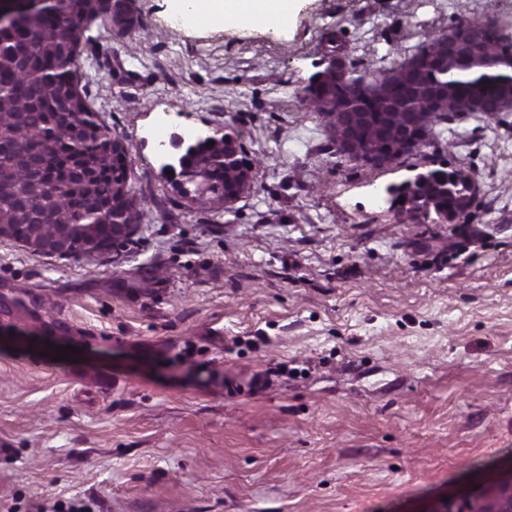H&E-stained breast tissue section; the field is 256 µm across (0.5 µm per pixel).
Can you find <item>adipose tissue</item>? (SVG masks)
Masks as SVG:
<instances>
[{"mask_svg":"<svg viewBox=\"0 0 512 512\" xmlns=\"http://www.w3.org/2000/svg\"><path fill=\"white\" fill-rule=\"evenodd\" d=\"M295 0H170L171 13L196 23L233 22L277 29L287 24Z\"/></svg>","mask_w":512,"mask_h":512,"instance_id":"adipose-tissue-1","label":"adipose tissue"}]
</instances>
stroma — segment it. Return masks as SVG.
<instances>
[{
	"label": "stroma",
	"instance_id": "stroma-1",
	"mask_svg": "<svg viewBox=\"0 0 512 512\" xmlns=\"http://www.w3.org/2000/svg\"><path fill=\"white\" fill-rule=\"evenodd\" d=\"M124 2L130 27L98 19L79 70L144 218L93 258L0 239V512L491 503L512 477V112L378 169L303 98L333 58L389 69L461 20L510 35L512 0H297L275 31ZM163 125L231 134L252 190L183 203ZM443 165L475 177L465 218L390 211L387 186Z\"/></svg>",
	"mask_w": 512,
	"mask_h": 512
}]
</instances>
